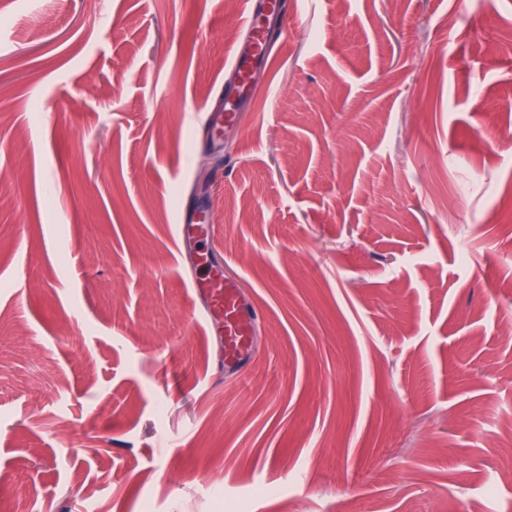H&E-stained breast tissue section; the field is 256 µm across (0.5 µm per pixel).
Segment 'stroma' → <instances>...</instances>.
<instances>
[{"label": "stroma", "instance_id": "35a3bbf8", "mask_svg": "<svg viewBox=\"0 0 512 512\" xmlns=\"http://www.w3.org/2000/svg\"><path fill=\"white\" fill-rule=\"evenodd\" d=\"M284 7L0 0V512H512V0ZM245 4H246V7H245V11H244L243 22H244V25L247 28L251 29L253 32L252 48L256 50L258 48V43L261 41V35H260V33L257 32V30L255 28L256 14L259 10H264V11L274 10L275 4H274V2H272L270 0H247L245 2ZM210 318H219L224 334V366L242 369L249 357L257 312L235 283L224 281L221 288H207Z\"/></svg>", "mask_w": 512, "mask_h": 512}]
</instances>
